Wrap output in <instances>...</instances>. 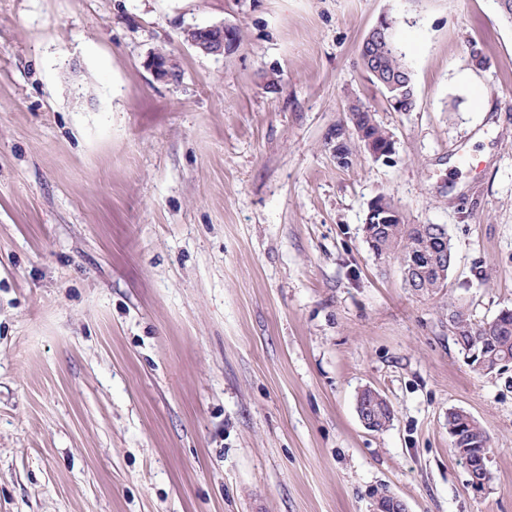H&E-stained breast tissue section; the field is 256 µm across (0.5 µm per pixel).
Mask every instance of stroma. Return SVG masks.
Here are the masks:
<instances>
[{
    "label": "stroma",
    "instance_id": "35a3bbf8",
    "mask_svg": "<svg viewBox=\"0 0 512 512\" xmlns=\"http://www.w3.org/2000/svg\"><path fill=\"white\" fill-rule=\"evenodd\" d=\"M385 14L412 112L358 63ZM224 23L230 54L183 41ZM160 48L178 81L147 70ZM355 100L390 162L337 160ZM380 195L446 226L441 293L370 250ZM457 300L512 308L496 0H0V512H371L382 488L407 512H512V369L466 364ZM366 387L385 430L358 418ZM452 410L489 436L484 492Z\"/></svg>",
    "mask_w": 512,
    "mask_h": 512
}]
</instances>
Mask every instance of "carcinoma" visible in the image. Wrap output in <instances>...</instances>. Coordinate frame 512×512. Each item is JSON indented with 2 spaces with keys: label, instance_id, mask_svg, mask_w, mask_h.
Returning <instances> with one entry per match:
<instances>
[{
  "label": "carcinoma",
  "instance_id": "carcinoma-1",
  "mask_svg": "<svg viewBox=\"0 0 512 512\" xmlns=\"http://www.w3.org/2000/svg\"><path fill=\"white\" fill-rule=\"evenodd\" d=\"M376 84L387 98L403 94V106L411 111L415 109L410 96L404 93L407 87L414 86L412 73L398 47L385 50L381 79ZM349 112L372 143L385 147L392 141V133L377 123L374 115L359 101L350 104ZM394 214L398 215L395 222H382ZM364 233L370 250L379 258L402 262L411 257L432 266L426 275L409 282L418 295L432 297L448 287L454 254L444 225L406 224L394 201L381 195L376 198L375 212L364 224ZM448 314L453 319L450 332L465 358L471 359L477 350L489 367L512 360V309L501 310L490 322H477L464 303L452 301L448 303ZM477 363L478 360L471 359L469 365L474 367ZM448 417L460 425V430L452 435L453 448H483L489 444L485 429L465 411H450Z\"/></svg>",
  "mask_w": 512,
  "mask_h": 512
}]
</instances>
